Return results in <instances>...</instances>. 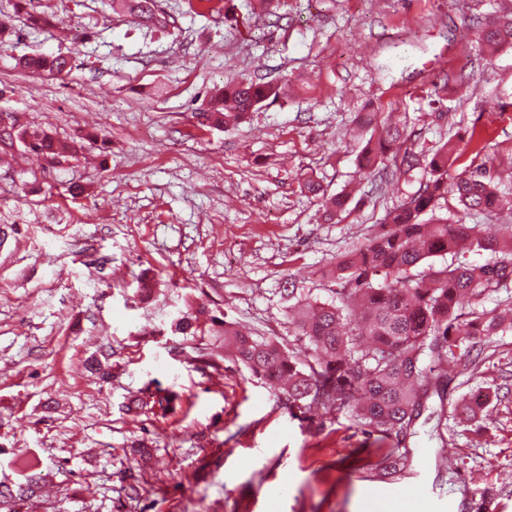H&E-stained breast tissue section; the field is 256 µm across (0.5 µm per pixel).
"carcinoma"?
<instances>
[{
    "mask_svg": "<svg viewBox=\"0 0 512 512\" xmlns=\"http://www.w3.org/2000/svg\"><path fill=\"white\" fill-rule=\"evenodd\" d=\"M127 12L140 25L160 22L154 0H127ZM478 40L492 53L512 48V18L486 24ZM17 67L54 76L66 71L68 60L61 55L27 56ZM279 94L273 83H226L195 117L203 126L226 129ZM360 127L377 136L369 137L357 155L359 174L386 180L391 173L417 170L418 190L385 210L380 230L366 244L336 257L323 284L331 300L297 297L296 289L288 290L293 300L288 317L300 345L287 350L227 324L224 338L252 376L284 390L290 407L345 415L398 439L411 433L432 396L444 399L447 382L432 380L434 368L469 361L487 339L512 330V318L485 307L493 295L512 288V232L485 239L477 224L461 218L448 221L453 211L491 218L511 210L512 200L483 162L451 173L462 155L458 143L477 157L482 153L481 136L474 129L417 152L408 146L411 133L405 123L392 124L378 112H364ZM17 143L47 164L62 154L52 133L31 131L19 122L0 133V152ZM304 187L321 197L328 223L353 203L344 190L321 196L320 185L310 178ZM475 248L490 252L491 259L471 264L467 253ZM478 400L463 396L449 404L450 413L474 416L481 407ZM409 462L406 453L391 454L383 461V471L397 474Z\"/></svg>",
    "mask_w": 512,
    "mask_h": 512,
    "instance_id": "carcinoma-1",
    "label": "carcinoma"
}]
</instances>
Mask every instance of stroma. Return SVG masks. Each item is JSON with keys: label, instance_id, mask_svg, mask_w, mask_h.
Returning <instances> with one entry per match:
<instances>
[{"label": "stroma", "instance_id": "stroma-1", "mask_svg": "<svg viewBox=\"0 0 512 512\" xmlns=\"http://www.w3.org/2000/svg\"><path fill=\"white\" fill-rule=\"evenodd\" d=\"M39 2L56 26L30 29L24 0H0V111L77 151L47 169L20 152L0 163V512H364L395 489L405 512H473L484 496L512 512V332L448 383L488 407L442 425L430 400L411 469L391 477L394 437L300 413L224 349L228 321L294 344L287 286L327 300L336 256L418 189L358 179L365 106L405 113L418 148L476 129L492 172L512 167V49L486 56L475 36L512 0H287L275 15L156 0L161 26L119 0ZM34 54L71 69L21 72ZM258 79L281 85L278 101L226 131L198 124L215 89ZM438 88L450 117L436 121ZM303 174L330 193L358 180V206L323 223ZM140 277L157 283L145 299ZM187 314L199 325L184 333ZM102 355L107 379L87 367ZM156 388L168 411H126Z\"/></svg>", "mask_w": 512, "mask_h": 512}]
</instances>
